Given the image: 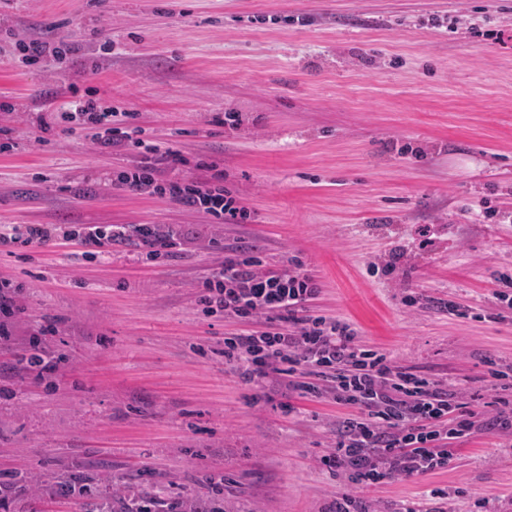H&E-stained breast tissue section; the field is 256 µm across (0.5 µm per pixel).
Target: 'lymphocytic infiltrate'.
Listing matches in <instances>:
<instances>
[{"mask_svg": "<svg viewBox=\"0 0 512 512\" xmlns=\"http://www.w3.org/2000/svg\"><path fill=\"white\" fill-rule=\"evenodd\" d=\"M64 120H84L100 131L99 146L124 145L130 113L96 109L89 100L71 101ZM178 153L145 145L138 165L121 172L118 187L159 195L225 224L245 221L249 213L223 185L209 181L166 179L162 164L179 162ZM83 253L96 257L107 246L136 237L146 259L170 254L175 235L157 224L102 228L74 226L67 233ZM248 248L225 256L222 266L202 283L198 302L204 313L259 318L263 327L224 339V360L248 382L286 370L303 375L296 391L304 398L332 395L350 414L336 427V446L322 462L349 482L379 484L399 477L423 476L447 467L453 441L485 428L512 437V399L500 398L497 414L484 419L460 403L453 384L393 365L384 354L362 347L350 324L310 313L318 293L313 280L292 270L263 273Z\"/></svg>", "mask_w": 512, "mask_h": 512, "instance_id": "obj_1", "label": "lymphocytic infiltrate"}]
</instances>
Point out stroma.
Segmentation results:
<instances>
[{"label":"stroma","mask_w":512,"mask_h":512,"mask_svg":"<svg viewBox=\"0 0 512 512\" xmlns=\"http://www.w3.org/2000/svg\"><path fill=\"white\" fill-rule=\"evenodd\" d=\"M24 41L43 44L40 63ZM73 92L135 113L145 141L183 156L166 175L222 177L249 218L113 187L140 156L62 120ZM4 142L0 232L55 230L0 246L17 304L0 340L11 512H89L62 495L78 475L114 512L154 494L326 512L340 493L370 512H512V447L491 431L422 477L353 485L327 470L346 407L277 373L242 382L224 339L257 322L197 303L228 247L255 245L266 272L299 259L322 288L314 313L492 416L488 369L512 374V309L492 296L512 277V0H0ZM74 224H161L180 256L148 263L130 242L89 261L62 237ZM47 320L38 347L56 370L16 368ZM52 237V229L43 224H28L25 233L18 236H4L0 234V245L15 244L21 242L28 245L33 242H44Z\"/></svg>","instance_id":"stroma-1"}]
</instances>
